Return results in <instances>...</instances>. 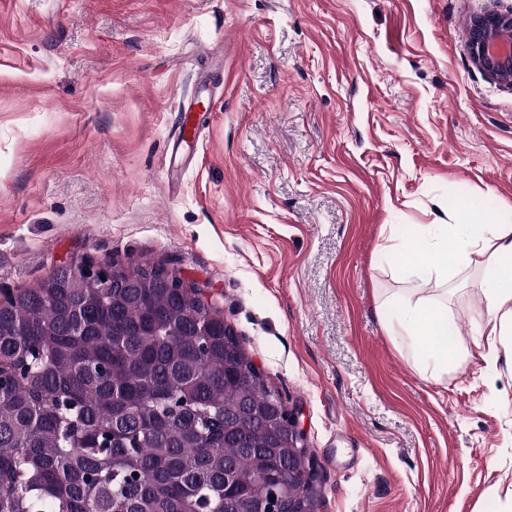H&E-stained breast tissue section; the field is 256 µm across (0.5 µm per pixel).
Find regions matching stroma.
<instances>
[{"instance_id":"obj_1","label":"stroma","mask_w":512,"mask_h":512,"mask_svg":"<svg viewBox=\"0 0 512 512\" xmlns=\"http://www.w3.org/2000/svg\"><path fill=\"white\" fill-rule=\"evenodd\" d=\"M512 0H0V297L161 265L297 411L319 512H512V361L420 376L385 321L437 288L383 251L458 202L512 224V88L471 19ZM492 207H485V200Z\"/></svg>"}]
</instances>
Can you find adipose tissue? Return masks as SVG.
<instances>
[{
  "label": "adipose tissue",
  "mask_w": 512,
  "mask_h": 512,
  "mask_svg": "<svg viewBox=\"0 0 512 512\" xmlns=\"http://www.w3.org/2000/svg\"><path fill=\"white\" fill-rule=\"evenodd\" d=\"M387 251L416 275H436L447 282L464 268L478 265L483 274L486 319L475 338L512 335V225L494 217L480 224L460 214L437 224H415L401 236L389 237ZM399 316L389 322L390 335L399 337L414 355L420 373L439 380L446 376L466 348L448 328L447 303L429 296L394 295Z\"/></svg>",
  "instance_id": "obj_1"
}]
</instances>
